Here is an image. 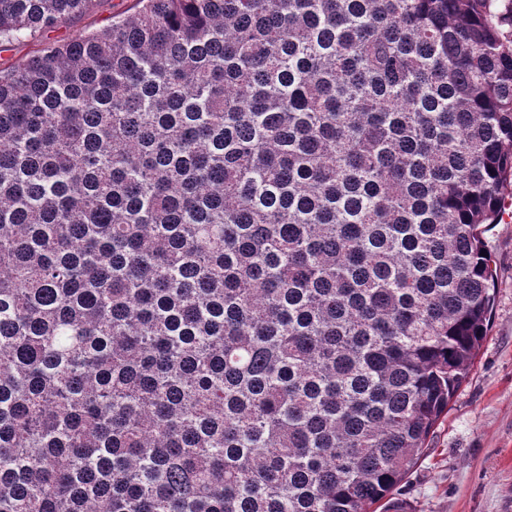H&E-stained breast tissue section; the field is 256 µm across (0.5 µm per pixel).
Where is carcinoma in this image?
Masks as SVG:
<instances>
[{
	"mask_svg": "<svg viewBox=\"0 0 512 512\" xmlns=\"http://www.w3.org/2000/svg\"><path fill=\"white\" fill-rule=\"evenodd\" d=\"M137 2L0 73V512H374L487 337L512 0Z\"/></svg>",
	"mask_w": 512,
	"mask_h": 512,
	"instance_id": "1",
	"label": "carcinoma"
}]
</instances>
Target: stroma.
<instances>
[{
    "instance_id": "stroma-1",
    "label": "stroma",
    "mask_w": 512,
    "mask_h": 512,
    "mask_svg": "<svg viewBox=\"0 0 512 512\" xmlns=\"http://www.w3.org/2000/svg\"><path fill=\"white\" fill-rule=\"evenodd\" d=\"M136 9V0H91L84 14L1 50L0 71ZM486 239L496 268L492 322L425 455L393 493L402 512H512V223L494 225Z\"/></svg>"
}]
</instances>
